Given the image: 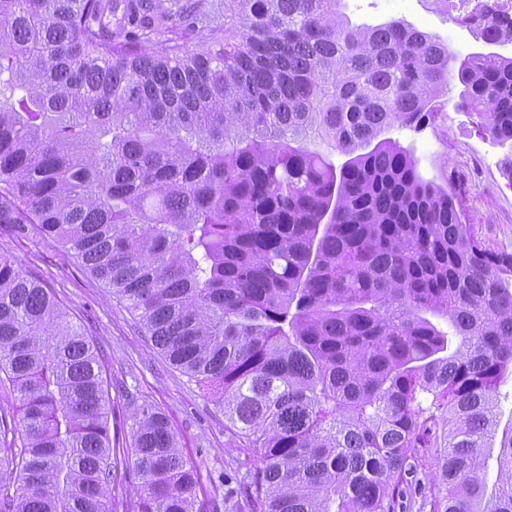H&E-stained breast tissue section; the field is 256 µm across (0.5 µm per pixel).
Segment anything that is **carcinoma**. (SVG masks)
I'll list each match as a JSON object with an SVG mask.
<instances>
[{"label":"carcinoma","mask_w":512,"mask_h":512,"mask_svg":"<svg viewBox=\"0 0 512 512\" xmlns=\"http://www.w3.org/2000/svg\"><path fill=\"white\" fill-rule=\"evenodd\" d=\"M342 2L0 0V224L80 262L224 412L252 512H406L426 487L429 512H512V252L381 138L438 115L455 57ZM457 80L512 143V56ZM0 388V512L209 509L161 409L128 396L120 448L97 348L6 254Z\"/></svg>","instance_id":"obj_1"}]
</instances>
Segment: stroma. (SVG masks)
I'll list each match as a JSON object with an SVG mask.
<instances>
[{"mask_svg":"<svg viewBox=\"0 0 512 512\" xmlns=\"http://www.w3.org/2000/svg\"><path fill=\"white\" fill-rule=\"evenodd\" d=\"M345 6L356 25L374 26L402 18L438 34L459 60L486 48L470 30L451 23L426 0H405L399 10L390 0H345ZM459 92V86L451 87L443 101V114L435 123L420 130L394 128L389 136L413 149L424 177L447 175L461 220L478 242L490 250L512 252V178L503 174L500 164L506 150L494 144L485 118L459 108ZM0 253L53 288L73 322L96 341L115 405L113 432L131 433L124 408L126 393L159 407L179 434L183 455L198 467V500L218 505L219 512H239L224 495L235 486L242 465H255L256 459L225 429L223 412L165 361L136 318L56 243L36 233L15 236L8 225L0 224Z\"/></svg>","mask_w":512,"mask_h":512,"instance_id":"35a3bbf8","label":"stroma"}]
</instances>
